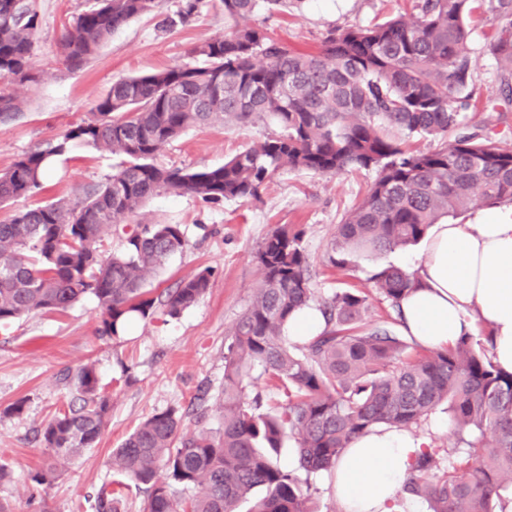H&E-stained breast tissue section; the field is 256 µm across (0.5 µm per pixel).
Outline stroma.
<instances>
[{
    "instance_id": "1",
    "label": "stroma",
    "mask_w": 512,
    "mask_h": 512,
    "mask_svg": "<svg viewBox=\"0 0 512 512\" xmlns=\"http://www.w3.org/2000/svg\"><path fill=\"white\" fill-rule=\"evenodd\" d=\"M412 5L413 0H304L300 9L275 14L267 24L289 46L314 49L329 29L407 17ZM86 7L87 0H40L41 25L30 64L41 82L16 87L25 108L12 119H0V172L19 155L45 147L65 130L90 120L95 100L114 80L183 62L191 46L228 28L223 12L209 7L189 25L167 34L158 30L157 15H144L116 30L83 69L69 70L60 61L59 41L65 25ZM489 31V22L472 21L469 46L478 105L468 111L467 122L512 147V105L500 97L497 63L484 48ZM265 132L260 123L238 127L218 122L192 128L158 154L156 162L192 169L218 166ZM120 163V156L76 148L55 162L41 189L1 206L0 221L16 210L58 197L83 199ZM373 179V172L365 170L335 177L283 170L267 183L260 199L221 205L159 192L129 217V224L182 225L188 246L143 288L155 297L199 269L212 267L211 285L195 305L173 319L155 310L114 339L97 335L101 308L91 297L63 311L22 316L1 328L0 464L8 475L0 481V512H93L97 493L115 479L108 465L113 448L156 413L177 410L187 430L222 429L217 394L224 384V350L261 281L255 251L274 227L304 230L310 285L319 298L354 287L373 295L370 277L379 265L414 270L413 247L361 258L344 273L326 265L337 224ZM87 364L94 365L110 399L108 423L97 443L67 463L58 479L48 486L38 484L35 474L51 461L38 432L75 396V376ZM17 402L23 409L15 413L11 407Z\"/></svg>"
}]
</instances>
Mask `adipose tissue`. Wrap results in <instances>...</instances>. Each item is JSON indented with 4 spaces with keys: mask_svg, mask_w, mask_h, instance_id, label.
Returning <instances> with one entry per match:
<instances>
[{
    "mask_svg": "<svg viewBox=\"0 0 512 512\" xmlns=\"http://www.w3.org/2000/svg\"><path fill=\"white\" fill-rule=\"evenodd\" d=\"M421 284L401 302L404 335L426 348L487 335L488 355L512 372V214L433 225L416 257ZM422 440L375 429L346 448L332 472L340 512H391Z\"/></svg>",
    "mask_w": 512,
    "mask_h": 512,
    "instance_id": "adipose-tissue-1",
    "label": "adipose tissue"
}]
</instances>
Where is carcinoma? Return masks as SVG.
<instances>
[{"label": "carcinoma", "mask_w": 512, "mask_h": 512, "mask_svg": "<svg viewBox=\"0 0 512 512\" xmlns=\"http://www.w3.org/2000/svg\"><path fill=\"white\" fill-rule=\"evenodd\" d=\"M73 18L59 48L68 69L86 65L129 21L154 12L160 0H90ZM232 27L193 45L189 60L120 78L93 105L94 118L43 149L20 155L0 173V205L39 188L54 158L78 146L125 158L122 167L83 200L67 198L19 210L0 222V327L33 312L65 310L86 296L102 308L98 333L123 335L155 305L170 318L210 287L205 267L159 296L144 281L187 245L179 224H138L123 250L103 257L105 234L154 193L189 194L208 203L258 199L280 170L336 176L372 170L366 195L336 226L327 252L337 269L358 258L419 244L430 227L479 204L512 203V148L466 131L473 99L467 19L491 22L485 45L512 98V0H415V13L372 26L329 31L317 52L290 49L253 21L302 0H219ZM202 0H181L162 20L189 23ZM39 0H0V117L24 108L12 86L38 84L30 67ZM269 121L268 134L224 164L195 170L160 167L153 158L190 127ZM442 140L417 150L405 140ZM255 259L263 278L224 352V428L187 432L174 409L152 415L112 452L118 476L144 486V512H313L311 477L336 466L343 450L378 428L417 427L448 404L456 443L443 465L429 448L415 459L403 491L431 512H506L512 490V373L488 358L483 338L463 336L440 349L407 341L400 303L419 284L417 273L378 267L371 280L390 309L391 326H371L369 296L345 288L322 299L324 326L295 345L285 335L293 314L310 305V257L303 231L273 228ZM260 368L283 391L276 414L246 398ZM77 395L41 430L53 463L40 484L97 441L110 411L95 368L76 376ZM298 467L274 461L286 440ZM194 489L180 501L171 482ZM96 512H122L112 490Z\"/></svg>", "instance_id": "1"}]
</instances>
